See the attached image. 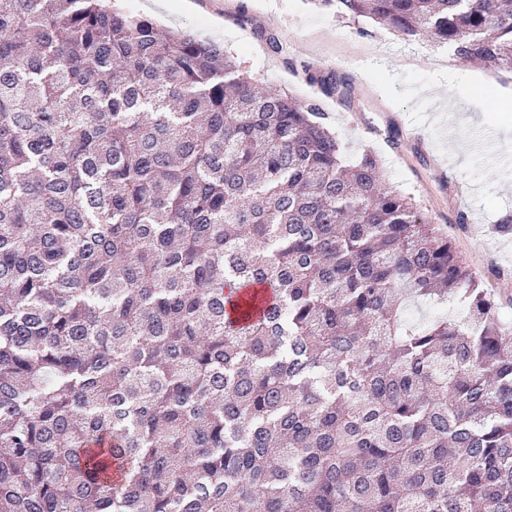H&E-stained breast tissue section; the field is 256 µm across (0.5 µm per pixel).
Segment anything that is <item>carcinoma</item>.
<instances>
[{
    "instance_id": "obj_1",
    "label": "carcinoma",
    "mask_w": 512,
    "mask_h": 512,
    "mask_svg": "<svg viewBox=\"0 0 512 512\" xmlns=\"http://www.w3.org/2000/svg\"><path fill=\"white\" fill-rule=\"evenodd\" d=\"M313 2L512 75V0ZM345 151L215 42L0 0V512H512V320Z\"/></svg>"
}]
</instances>
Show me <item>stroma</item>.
Wrapping results in <instances>:
<instances>
[{
    "mask_svg": "<svg viewBox=\"0 0 512 512\" xmlns=\"http://www.w3.org/2000/svg\"><path fill=\"white\" fill-rule=\"evenodd\" d=\"M172 30L191 29L223 44L225 52L261 85L319 102L349 152L374 149L389 184L410 194L454 240L463 260L512 317V236L495 226L512 214V101L500 96L506 75L451 57L447 48L407 37L368 20L346 21L309 0H120ZM278 49H271L268 33ZM349 76L343 103L322 97L306 69ZM441 84L447 102L428 99ZM481 89L488 111L453 125L439 122L455 100ZM398 131L389 145L390 131ZM464 152L452 156L449 141ZM466 215L459 225L458 215Z\"/></svg>",
    "mask_w": 512,
    "mask_h": 512,
    "instance_id": "obj_1",
    "label": "stroma"
}]
</instances>
